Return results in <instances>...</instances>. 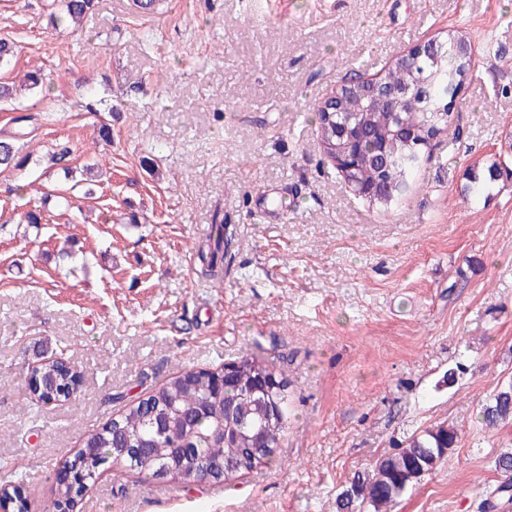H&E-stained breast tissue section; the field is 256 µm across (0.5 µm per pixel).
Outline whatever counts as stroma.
Returning <instances> with one entry per match:
<instances>
[{
    "label": "stroma",
    "mask_w": 512,
    "mask_h": 512,
    "mask_svg": "<svg viewBox=\"0 0 512 512\" xmlns=\"http://www.w3.org/2000/svg\"><path fill=\"white\" fill-rule=\"evenodd\" d=\"M51 3L0 0L16 45L0 82L43 76L0 102V134L30 117L27 165L0 170V466L28 512L96 427L247 353L288 357L296 410L275 463L228 486L111 466L75 512H336L355 474L444 420L457 447L393 512H480L512 448V426L478 422L512 380V179L477 191L465 173L512 169V0H163L154 16L96 0L76 29L50 24ZM451 30L476 46L454 119L404 199L372 207L310 113ZM218 208L238 227L220 284L194 250ZM55 357L79 388L29 412L27 365Z\"/></svg>",
    "instance_id": "35a3bbf8"
}]
</instances>
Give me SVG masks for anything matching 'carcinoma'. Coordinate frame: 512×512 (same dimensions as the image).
<instances>
[{"label":"carcinoma","mask_w":512,"mask_h":512,"mask_svg":"<svg viewBox=\"0 0 512 512\" xmlns=\"http://www.w3.org/2000/svg\"><path fill=\"white\" fill-rule=\"evenodd\" d=\"M96 0H62L63 12L53 24L83 18ZM465 37L447 33L430 54L413 66L395 62L384 77L388 86H408L419 97L415 106L391 111L380 94L364 84L350 86L327 108L313 111L324 155L329 162L344 158L337 169L348 189L375 192L368 199L383 209L399 202L417 168L420 152L448 128L453 113L449 99L467 80L471 60L457 56L452 44ZM348 126L357 133L349 146L337 136ZM27 159L9 140L0 139V167L21 169ZM236 227L224 223L216 209L210 231L199 250L202 273L215 276L233 259ZM287 358L242 355L214 369L191 370L154 388L116 418L88 434L70 460L72 469L93 480L109 463L147 470L159 479L186 480L199 465L208 466L212 481L231 483L259 465L276 461L280 441L295 411L286 374ZM42 370L41 389H29L40 404L65 401L77 376L75 365L58 358L27 368L33 381ZM479 424L495 430L512 424V380L482 405ZM458 429L445 422L412 433L375 462L372 472L353 478L336 498V512H390L413 486L430 475L457 447ZM501 481L481 504L482 512L512 505V449L495 459ZM23 478L0 487V498L24 512ZM80 491L58 486L52 509H73Z\"/></svg>","instance_id":"1"}]
</instances>
